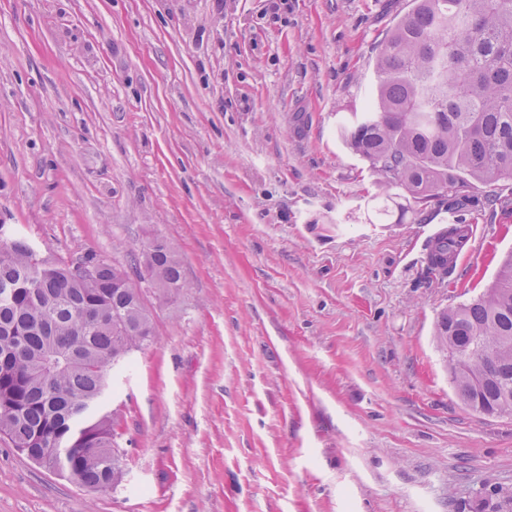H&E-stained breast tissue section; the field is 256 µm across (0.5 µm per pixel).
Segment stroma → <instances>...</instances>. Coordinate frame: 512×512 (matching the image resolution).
<instances>
[{
	"label": "stroma",
	"instance_id": "stroma-1",
	"mask_svg": "<svg viewBox=\"0 0 512 512\" xmlns=\"http://www.w3.org/2000/svg\"><path fill=\"white\" fill-rule=\"evenodd\" d=\"M269 3L0 0V224L133 281L159 239L189 284L144 290L154 340L112 375L121 485L0 440V512H473L512 487V417L460 400L435 338L512 252V184L423 205L346 148L413 0ZM465 241L464 230L451 226L429 246L428 270L448 275L453 267L456 254L462 249Z\"/></svg>",
	"mask_w": 512,
	"mask_h": 512
}]
</instances>
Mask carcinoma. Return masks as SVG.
<instances>
[{
	"instance_id": "obj_1",
	"label": "carcinoma",
	"mask_w": 512,
	"mask_h": 512,
	"mask_svg": "<svg viewBox=\"0 0 512 512\" xmlns=\"http://www.w3.org/2000/svg\"><path fill=\"white\" fill-rule=\"evenodd\" d=\"M376 84L365 112L345 127L349 148L419 203H459L472 182L512 183V0H416L381 41ZM464 230L449 227L429 246L428 270L453 267ZM96 264L90 278L80 273ZM157 292L187 288L178 256L156 242L150 271ZM0 435L72 482L98 490L122 479L112 421L101 401L108 367L153 339L138 289L118 283L112 265L94 253L41 263L24 240L0 242ZM483 297L448 309L436 335L448 345L475 340L472 388L448 374L461 400L473 394L512 414V253Z\"/></svg>"
}]
</instances>
